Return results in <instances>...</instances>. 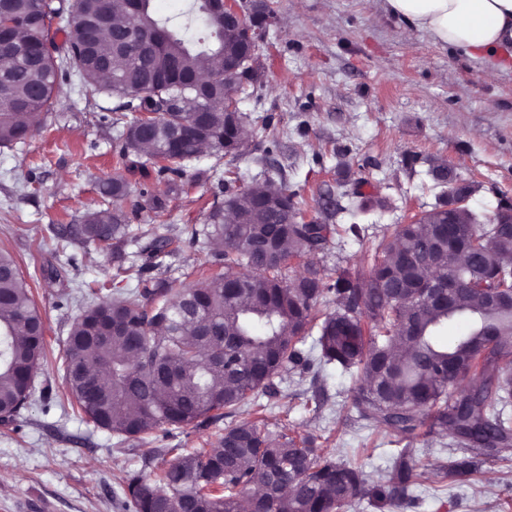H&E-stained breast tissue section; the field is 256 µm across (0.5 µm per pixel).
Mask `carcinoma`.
<instances>
[{
	"mask_svg": "<svg viewBox=\"0 0 512 512\" xmlns=\"http://www.w3.org/2000/svg\"><path fill=\"white\" fill-rule=\"evenodd\" d=\"M104 15L110 25L95 36ZM228 27L209 0H189L175 18L157 16L152 0H141L136 13L128 0H75L70 8L64 0H0V43L13 48L0 57V146L23 142L41 126L57 103L59 72L71 62L88 94L111 93L124 99L121 110L136 113L112 122L122 125L121 156L136 157L131 168L169 174L167 194L185 192L178 180L199 144L233 158L243 147L234 122L246 115L229 107L245 88L224 58H240L246 48L228 37ZM200 75L204 91L194 83ZM142 112L156 114L153 123H140ZM128 187L117 170L99 193L118 200ZM224 189V202L189 229L190 240L215 247L224 272L190 285L150 275L180 238L146 230L142 245L119 208L88 209L81 223L58 228L63 240L112 252L142 284L110 290L70 324L64 379L83 421L146 444L162 427L216 419L220 410L244 413L258 394L277 396L279 384L309 368L299 345L314 331L321 363L361 372L353 406L376 429L403 439L450 436L476 453L512 446V417L504 414L512 399V309L489 306L512 293L511 229L481 225L469 209L450 214L444 198L383 237L371 265L343 269L328 283L309 264L290 280L288 260L323 250L339 228L297 223L293 196L270 178ZM144 206L166 223V200L150 195L134 204ZM450 216L460 228L451 241ZM432 271L456 280L451 306L424 300ZM329 295L336 310L322 313L317 305ZM458 318L468 321L467 332L438 345L439 327ZM45 332L17 262L0 251L1 423L29 404ZM441 470L468 477L476 464L462 458ZM417 477L402 452L386 481L370 485L362 469L314 437L242 420L150 477L127 472L121 489L132 512H152L149 488L171 498L176 512H336L339 499L392 505ZM256 486L276 493L258 500Z\"/></svg>",
	"mask_w": 512,
	"mask_h": 512,
	"instance_id": "cac0c4a2",
	"label": "carcinoma"
}]
</instances>
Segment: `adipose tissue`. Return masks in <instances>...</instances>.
Masks as SVG:
<instances>
[{
    "instance_id": "ef3b65f1",
    "label": "adipose tissue",
    "mask_w": 512,
    "mask_h": 512,
    "mask_svg": "<svg viewBox=\"0 0 512 512\" xmlns=\"http://www.w3.org/2000/svg\"><path fill=\"white\" fill-rule=\"evenodd\" d=\"M385 7L434 43L481 65L512 69L503 52L512 43V0H385Z\"/></svg>"
}]
</instances>
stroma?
<instances>
[{"mask_svg": "<svg viewBox=\"0 0 512 512\" xmlns=\"http://www.w3.org/2000/svg\"><path fill=\"white\" fill-rule=\"evenodd\" d=\"M272 21L257 50L260 75L238 103L248 116L241 157L204 153L184 174L191 188L169 203L167 223L136 209L141 193L161 196L166 178L134 173L121 200L132 234L171 235L200 224L224 198L221 173L246 188L270 175L293 194L299 221L344 224L358 218L363 240L331 238L312 262L333 274L370 262L377 241L430 209L447 185L434 180L440 158L477 188L469 207L481 223L512 206V71L482 67L434 44L389 14L383 0H264ZM59 103L25 143L0 147V248L17 259L46 327V358L28 406L0 423V512H127L121 483L132 470L168 466L205 447L241 414L156 431L144 460L136 440L118 441L73 413L64 397L63 355L71 319L93 288L137 285L108 253L58 239L55 227L98 208L100 181L119 162L112 117L120 101L89 98L76 68L59 75ZM207 259L201 244L181 241L163 257L165 276L187 283ZM284 384V398L261 414L269 429L311 435L327 451L363 465L369 483L384 481L407 450L421 476L411 504L376 508L368 499L342 512H512V450L489 451L467 479L443 478L440 465L460 456L457 442L434 435L396 443L378 434L351 403L358 376L317 364Z\"/></svg>", "mask_w": 512, "mask_h": 512, "instance_id": "35a3bbf8", "label": "stroma"}]
</instances>
